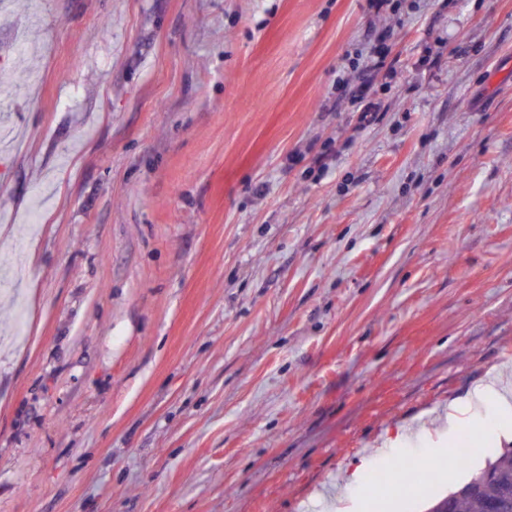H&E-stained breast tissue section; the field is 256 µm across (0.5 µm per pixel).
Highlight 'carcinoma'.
<instances>
[{"label":"carcinoma","mask_w":512,"mask_h":512,"mask_svg":"<svg viewBox=\"0 0 512 512\" xmlns=\"http://www.w3.org/2000/svg\"><path fill=\"white\" fill-rule=\"evenodd\" d=\"M458 450L448 457V465L462 467L473 456L485 451L480 441L472 438L469 431L459 436ZM512 487V448L502 449L493 460L481 468L459 488L449 493L452 512H487L490 500L496 498L502 488Z\"/></svg>","instance_id":"carcinoma-1"}]
</instances>
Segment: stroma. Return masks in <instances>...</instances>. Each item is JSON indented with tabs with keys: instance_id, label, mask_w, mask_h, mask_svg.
Instances as JSON below:
<instances>
[{
	"instance_id": "obj_1",
	"label": "stroma",
	"mask_w": 512,
	"mask_h": 512,
	"mask_svg": "<svg viewBox=\"0 0 512 512\" xmlns=\"http://www.w3.org/2000/svg\"><path fill=\"white\" fill-rule=\"evenodd\" d=\"M0 131V512H425L512 394V0H8ZM388 37V33H382L375 41H370L369 51L366 58V65L364 75L358 83L353 87L352 96L358 105V111L361 112L360 120L364 124L370 123L376 119L377 105L370 99V89L372 86V77H368V73H372L380 65H382L386 59L383 55V41ZM478 401H483V412L480 414V422L485 430L494 436H506L507 431L500 427L498 418L502 413H505L512 406L509 401L498 394L492 385H487L485 390L478 394L476 398ZM457 448H455L454 453L448 457V466L462 467L472 456L481 454L486 450V448H483L482 443L478 439L474 440L467 430L460 434ZM459 448L470 449L459 451Z\"/></svg>"
}]
</instances>
